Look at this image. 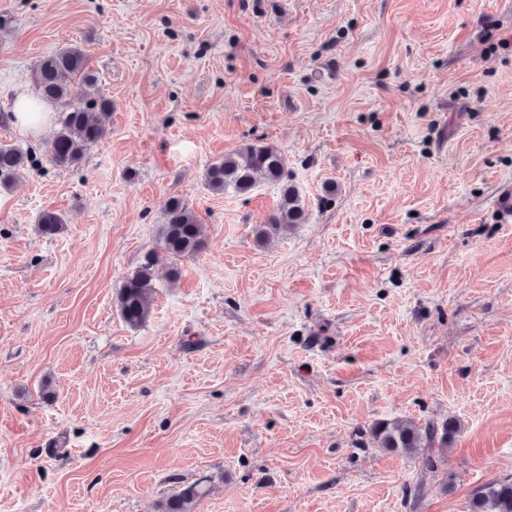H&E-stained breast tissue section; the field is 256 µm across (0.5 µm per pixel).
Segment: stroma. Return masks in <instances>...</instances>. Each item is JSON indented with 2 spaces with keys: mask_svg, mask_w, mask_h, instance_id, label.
<instances>
[{
  "mask_svg": "<svg viewBox=\"0 0 512 512\" xmlns=\"http://www.w3.org/2000/svg\"><path fill=\"white\" fill-rule=\"evenodd\" d=\"M512 0H0V512H469L512 477ZM83 46L110 133L75 167L11 123L36 62ZM277 146V184L207 168ZM189 203L207 245L159 267L148 321L115 295ZM64 229L42 236L44 211ZM453 418L448 447L367 446ZM28 163L27 151L0 141V189H13L23 179ZM257 175L280 186L279 206L270 217L269 224H263L257 229L258 241H264L281 229L306 221L307 213L301 197L295 186L288 181L286 158L274 146L242 145L211 164L206 170L205 182L216 193L231 190L238 195H246L254 190ZM491 205L502 224L512 223V181L503 182L492 197ZM202 483L203 481H199L183 487L161 504L160 512H194L196 503L207 492Z\"/></svg>",
  "mask_w": 512,
  "mask_h": 512,
  "instance_id": "obj_1",
  "label": "stroma"
}]
</instances>
